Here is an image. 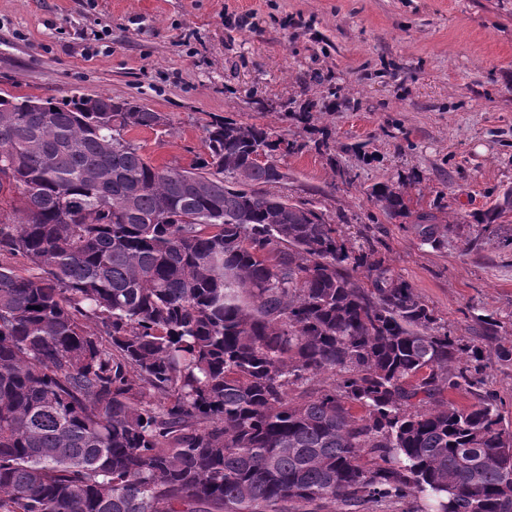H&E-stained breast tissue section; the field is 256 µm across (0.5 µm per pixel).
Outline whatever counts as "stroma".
<instances>
[{
	"mask_svg": "<svg viewBox=\"0 0 512 512\" xmlns=\"http://www.w3.org/2000/svg\"><path fill=\"white\" fill-rule=\"evenodd\" d=\"M74 93L165 113L133 133L157 165L203 154L211 113L306 142L276 193L373 246L452 335L488 316L512 340V0H0V95ZM386 180L453 219L443 245L385 217Z\"/></svg>",
	"mask_w": 512,
	"mask_h": 512,
	"instance_id": "35a3bbf8",
	"label": "stroma"
}]
</instances>
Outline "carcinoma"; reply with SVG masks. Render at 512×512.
Here are the masks:
<instances>
[{"instance_id":"obj_1","label":"carcinoma","mask_w":512,"mask_h":512,"mask_svg":"<svg viewBox=\"0 0 512 512\" xmlns=\"http://www.w3.org/2000/svg\"><path fill=\"white\" fill-rule=\"evenodd\" d=\"M98 99L0 97V512H512L495 322L451 335L271 192L306 144L211 115L204 155L157 166L128 133L166 115ZM371 197L425 244L451 229Z\"/></svg>"}]
</instances>
